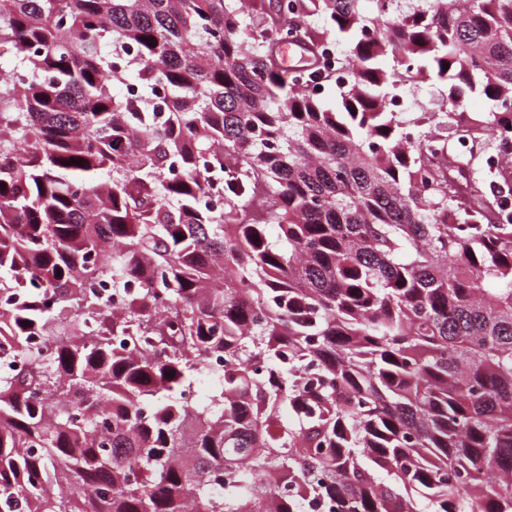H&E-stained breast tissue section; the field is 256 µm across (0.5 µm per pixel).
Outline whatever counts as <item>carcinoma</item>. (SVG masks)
I'll list each match as a JSON object with an SVG mask.
<instances>
[{"instance_id": "obj_1", "label": "carcinoma", "mask_w": 512, "mask_h": 512, "mask_svg": "<svg viewBox=\"0 0 512 512\" xmlns=\"http://www.w3.org/2000/svg\"><path fill=\"white\" fill-rule=\"evenodd\" d=\"M234 2L0 0V512H512V0Z\"/></svg>"}]
</instances>
